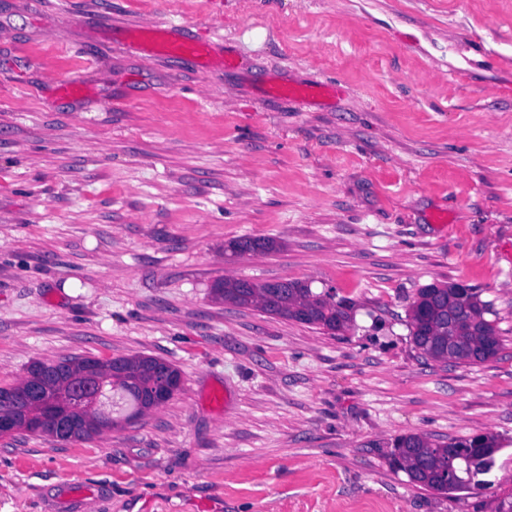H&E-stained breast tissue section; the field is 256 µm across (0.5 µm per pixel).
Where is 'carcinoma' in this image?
I'll list each match as a JSON object with an SVG mask.
<instances>
[{"instance_id": "1", "label": "carcinoma", "mask_w": 512, "mask_h": 512, "mask_svg": "<svg viewBox=\"0 0 512 512\" xmlns=\"http://www.w3.org/2000/svg\"><path fill=\"white\" fill-rule=\"evenodd\" d=\"M273 243L251 237H242L229 243L232 254L269 250ZM216 298L238 306H252L271 314L304 324L322 327L332 333L349 329L353 304L334 300L330 293H316L299 281H286L274 288L270 283H251L239 279H226L213 288ZM453 314L456 340L461 352L456 363L482 364L502 347L496 320H491L490 305L478 292L458 284L426 285L417 291L409 313L412 342L422 354L437 362H448L446 339L441 336L443 308ZM95 363L104 379L103 394L94 411L102 421L96 429L83 427L86 412L75 403L65 409L58 408L41 413L42 419L29 420L26 412L40 409L39 400L24 383L0 387V413L14 419L16 426L35 435H46L57 440L90 438L103 433L105 421L118 427L120 421H136L157 406L152 392L158 376L169 382L168 396L179 389L181 375L172 364L154 357H118L110 360L97 358H65L54 363L45 373V386L49 390L68 385L71 376ZM391 465L404 471L409 481L439 493H452L481 484L478 476L487 473L500 446L493 435H479L456 439L446 445L433 444L426 437L410 433L395 439Z\"/></svg>"}]
</instances>
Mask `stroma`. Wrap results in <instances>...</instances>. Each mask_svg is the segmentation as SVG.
Listing matches in <instances>:
<instances>
[{"instance_id": "obj_1", "label": "stroma", "mask_w": 512, "mask_h": 512, "mask_svg": "<svg viewBox=\"0 0 512 512\" xmlns=\"http://www.w3.org/2000/svg\"><path fill=\"white\" fill-rule=\"evenodd\" d=\"M207 43L148 54L112 23ZM269 251L228 257L241 238ZM225 278L353 301L336 334L215 299ZM457 283L480 365L409 336ZM153 356L179 390L88 440L0 435V512H496L512 495V0H0V387ZM494 435L440 494L395 438ZM99 490L92 503L72 491ZM443 307L453 314L456 340L461 352L455 363L482 364L502 347L501 336L490 305L473 288L459 284L432 283L419 288L409 313L412 342L424 356L437 362L448 363L446 339L441 336ZM486 336H491L487 342Z\"/></svg>"}]
</instances>
